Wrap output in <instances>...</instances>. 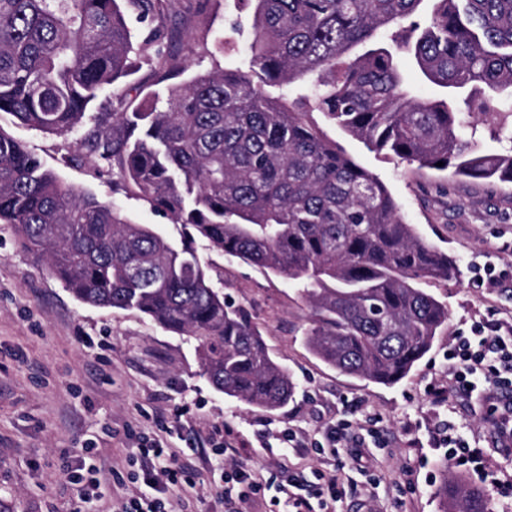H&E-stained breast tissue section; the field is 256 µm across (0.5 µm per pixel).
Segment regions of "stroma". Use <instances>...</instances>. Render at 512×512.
I'll return each instance as SVG.
<instances>
[{"label":"stroma","instance_id":"35a3bbf8","mask_svg":"<svg viewBox=\"0 0 512 512\" xmlns=\"http://www.w3.org/2000/svg\"><path fill=\"white\" fill-rule=\"evenodd\" d=\"M240 14L237 0H211L192 22L171 15L169 27L181 31L171 49L182 80L247 68L250 33L233 26ZM134 66L96 111H132L159 89L153 67L139 58ZM0 131L69 184L117 201L129 218L179 240L180 225L151 210L108 168L78 158L75 136L23 127L5 112ZM327 133L386 184L408 223L460 267L456 280L424 284L447 305L448 324L410 375L387 387L328 367L304 343L312 311L298 286L198 240L199 257L222 268L225 295L251 313L295 383L288 405L271 412L228 399L203 374L192 338L134 309L78 301L45 260L21 246L14 228L0 224V512H77L80 501L64 467L88 445L112 469L111 500L144 494L137 458L151 438L200 453L191 474L195 488L174 501L173 512H225L224 479L237 468L261 474L260 512H289L279 488L291 481L305 484L310 508L319 512L320 472L346 491L337 512H447L438 494L447 480L482 490L490 512H512V500L493 483L494 473L512 474V443L499 424L512 386L488 397L456 393L432 401L446 381L452 336L479 322L512 326V183L420 170L368 151L339 129ZM448 421L471 447L483 449L485 469L458 464L447 448L436 447L433 436ZM331 426L342 434L334 445L325 438ZM292 436L298 448H290Z\"/></svg>","mask_w":512,"mask_h":512}]
</instances>
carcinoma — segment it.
Returning <instances> with one entry per match:
<instances>
[{
    "instance_id": "obj_1",
    "label": "carcinoma",
    "mask_w": 512,
    "mask_h": 512,
    "mask_svg": "<svg viewBox=\"0 0 512 512\" xmlns=\"http://www.w3.org/2000/svg\"><path fill=\"white\" fill-rule=\"evenodd\" d=\"M173 2L128 0L156 22L142 44L157 46L149 62L164 79L178 75L163 23ZM245 2L249 70L199 75L109 123L88 109L128 75L137 43L117 0H0V112L47 133L81 132L83 155L192 232L175 244L2 133L0 223L82 303L135 309L193 338L204 374L229 398L275 411L294 382L248 310L226 300L196 236L300 286L313 312L306 344L319 359L394 386L448 321L421 282L460 268L312 114L420 169L512 183V153H484L469 135L474 122L512 113V0ZM404 56L436 94H410ZM441 493L462 512H489L465 485Z\"/></svg>"
}]
</instances>
